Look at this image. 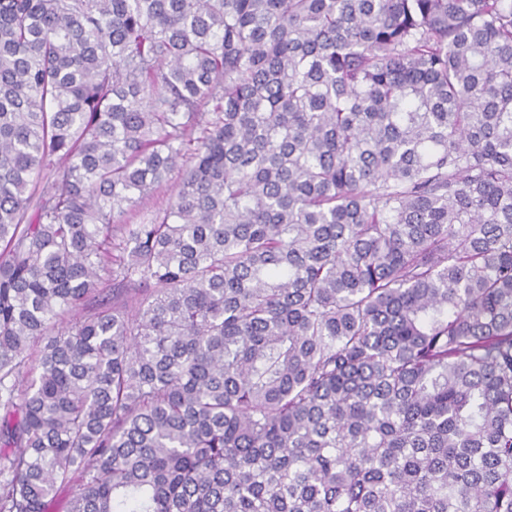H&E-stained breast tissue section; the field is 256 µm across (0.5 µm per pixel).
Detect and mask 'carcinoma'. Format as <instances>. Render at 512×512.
Listing matches in <instances>:
<instances>
[{"mask_svg":"<svg viewBox=\"0 0 512 512\" xmlns=\"http://www.w3.org/2000/svg\"><path fill=\"white\" fill-rule=\"evenodd\" d=\"M60 486L512 512V0H0V512ZM172 192L173 181L163 183L151 195L139 200L134 206L129 207L120 218V224H138L143 214L165 208Z\"/></svg>","mask_w":512,"mask_h":512,"instance_id":"cac0c4a2","label":"carcinoma"}]
</instances>
